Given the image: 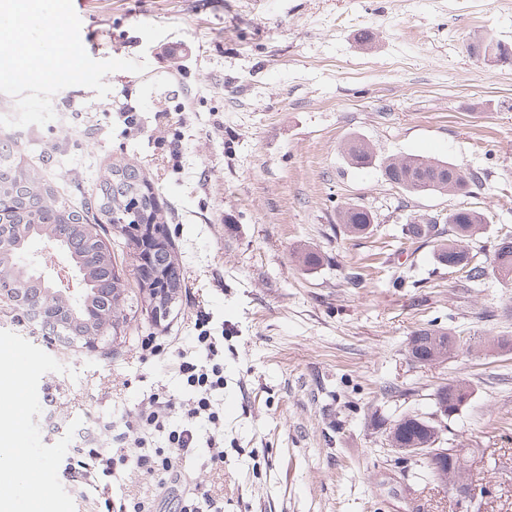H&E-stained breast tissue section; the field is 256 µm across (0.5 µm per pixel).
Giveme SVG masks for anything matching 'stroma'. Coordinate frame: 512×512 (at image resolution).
Instances as JSON below:
<instances>
[{
	"label": "stroma",
	"instance_id": "stroma-1",
	"mask_svg": "<svg viewBox=\"0 0 512 512\" xmlns=\"http://www.w3.org/2000/svg\"><path fill=\"white\" fill-rule=\"evenodd\" d=\"M84 10L92 59L143 56L148 68L105 76L104 98L59 91L66 126L35 129L59 146L43 173L79 201L113 159L140 166L186 286L166 321L125 312L93 352L56 348L0 308V339L14 344L0 348V385L24 397L15 512L34 496L47 512H85L65 473L79 430L121 421L159 384L183 397L138 346L190 345L203 313L224 338V469L199 480L224 512H463L386 440L402 416L434 413L452 380L472 398L442 445L471 451L482 492L470 512H512V351L463 347L426 366L408 355L432 320L466 339L512 338V283H471L400 237L411 219L477 209L488 216L477 259L488 263L512 233V64L469 50L487 30L512 45V0H86ZM130 105L137 130L107 120ZM353 137L480 181L464 196L406 195L380 167L348 163L341 147ZM351 204L373 214L367 236L339 224ZM304 248L323 265L303 270ZM400 274L415 287H392ZM47 391L69 408L54 429Z\"/></svg>",
	"mask_w": 512,
	"mask_h": 512
}]
</instances>
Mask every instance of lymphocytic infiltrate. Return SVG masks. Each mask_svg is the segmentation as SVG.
Returning a JSON list of instances; mask_svg holds the SVG:
<instances>
[{"label": "lymphocytic infiltrate", "instance_id": "obj_1", "mask_svg": "<svg viewBox=\"0 0 512 512\" xmlns=\"http://www.w3.org/2000/svg\"><path fill=\"white\" fill-rule=\"evenodd\" d=\"M197 327L191 346L173 362L187 399L175 400L157 388L143 395L123 426L99 424L94 447L77 449L68 469L74 487L95 485L103 477L148 475L159 489H178L177 512H213V500L184 462L203 445L207 467L224 463V410L217 401L224 390V346L207 321Z\"/></svg>", "mask_w": 512, "mask_h": 512}]
</instances>
